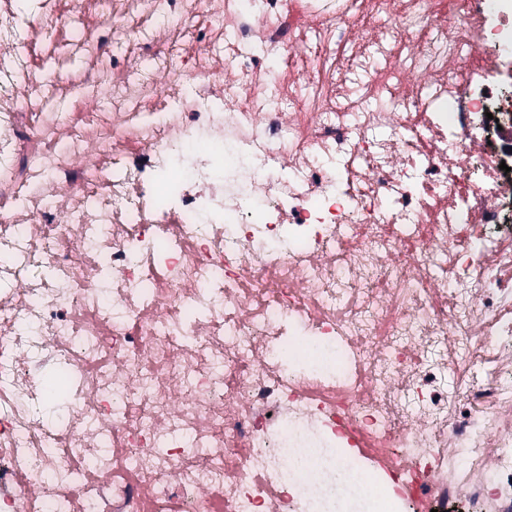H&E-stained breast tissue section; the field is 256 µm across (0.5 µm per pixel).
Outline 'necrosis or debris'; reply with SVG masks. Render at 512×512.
Segmentation results:
<instances>
[{"mask_svg": "<svg viewBox=\"0 0 512 512\" xmlns=\"http://www.w3.org/2000/svg\"><path fill=\"white\" fill-rule=\"evenodd\" d=\"M96 4L0 0V512H512V0Z\"/></svg>", "mask_w": 512, "mask_h": 512, "instance_id": "necrosis-or-debris-1", "label": "necrosis or debris"}]
</instances>
